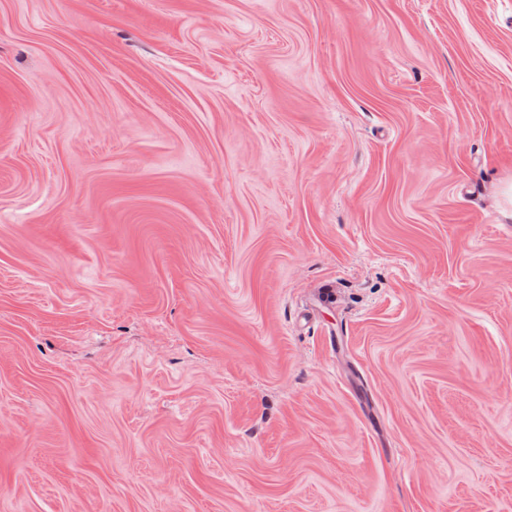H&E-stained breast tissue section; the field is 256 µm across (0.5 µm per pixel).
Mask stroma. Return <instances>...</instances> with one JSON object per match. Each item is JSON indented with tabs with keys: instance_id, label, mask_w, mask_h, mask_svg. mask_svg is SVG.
<instances>
[{
	"instance_id": "1",
	"label": "stroma",
	"mask_w": 512,
	"mask_h": 512,
	"mask_svg": "<svg viewBox=\"0 0 512 512\" xmlns=\"http://www.w3.org/2000/svg\"><path fill=\"white\" fill-rule=\"evenodd\" d=\"M512 0H0V512H512Z\"/></svg>"
}]
</instances>
